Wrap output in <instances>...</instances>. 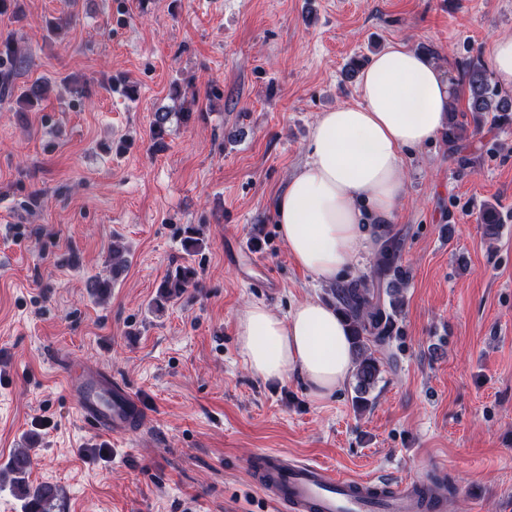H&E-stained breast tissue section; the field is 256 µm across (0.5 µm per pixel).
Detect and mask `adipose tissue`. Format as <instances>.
Returning <instances> with one entry per match:
<instances>
[{
	"mask_svg": "<svg viewBox=\"0 0 512 512\" xmlns=\"http://www.w3.org/2000/svg\"><path fill=\"white\" fill-rule=\"evenodd\" d=\"M359 93V104L319 115L307 159L274 208L291 260L326 285L358 262L375 226L392 222L406 192L404 157L435 138L452 98L442 67L402 43L364 66ZM237 337L254 377H299L318 400L333 396L354 368L340 315L317 299L283 317L251 303Z\"/></svg>",
	"mask_w": 512,
	"mask_h": 512,
	"instance_id": "ef3b65f1",
	"label": "adipose tissue"
}]
</instances>
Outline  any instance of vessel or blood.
<instances>
[{
	"label": "vessel or blood",
	"mask_w": 512,
	"mask_h": 512,
	"mask_svg": "<svg viewBox=\"0 0 512 512\" xmlns=\"http://www.w3.org/2000/svg\"><path fill=\"white\" fill-rule=\"evenodd\" d=\"M63 384L83 421L107 436L138 433L146 418L140 398L123 380L98 368H65ZM255 487L285 512H441L444 493L422 500L407 479L354 480L320 464L275 451L256 452L247 463Z\"/></svg>",
	"instance_id": "1"
}]
</instances>
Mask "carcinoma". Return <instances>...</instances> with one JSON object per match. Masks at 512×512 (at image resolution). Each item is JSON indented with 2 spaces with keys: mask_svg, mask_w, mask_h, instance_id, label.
Here are the masks:
<instances>
[{
  "mask_svg": "<svg viewBox=\"0 0 512 512\" xmlns=\"http://www.w3.org/2000/svg\"><path fill=\"white\" fill-rule=\"evenodd\" d=\"M25 61V55L16 47L14 40L7 38L0 42V91L10 90L13 73ZM456 84L467 95V111L471 112L474 128H479L483 118L490 112L496 113L499 120L512 119V96L504 93L492 81L485 62L480 57H470L457 63ZM171 113L157 112L152 123L154 146L158 150L165 148L164 133ZM465 114L460 112L457 102L450 104L448 120L442 131V139L452 151L461 141L475 133L469 132ZM485 234L495 235L501 224L497 207L487 205L480 214ZM375 235L382 239V252L376 269L369 276H361L338 284L332 289V298L336 311L342 316L348 331V340L354 360V397L353 402L359 409L369 405L368 395L375 388L382 373V361L376 353L388 346L392 338L398 335L396 316L400 310L399 289L406 285V272L397 264L398 241L390 236L387 226H377ZM184 250L193 254L202 247L196 229L189 225L183 231ZM112 278L93 277L88 288L92 295L103 299L109 295L112 279L123 272L128 265L124 248L112 244L108 256ZM197 280V270L187 264L179 266L175 272L167 275L160 283L153 301L154 308L164 309L171 300L180 297ZM389 292L390 302L383 299ZM32 466V456L28 449L19 448L13 455L9 466L12 486L18 498L24 501L25 512H51L57 499V488L49 484L33 486L28 482V473Z\"/></svg>",
  "mask_w": 512,
  "mask_h": 512,
  "instance_id": "carcinoma-1",
  "label": "carcinoma"
}]
</instances>
